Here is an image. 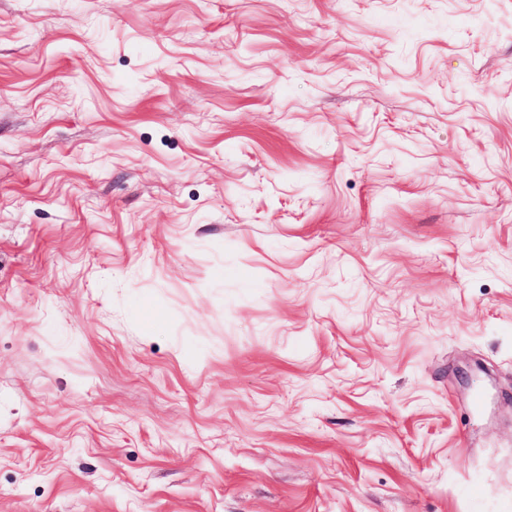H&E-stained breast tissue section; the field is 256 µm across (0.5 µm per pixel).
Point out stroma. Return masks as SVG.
Wrapping results in <instances>:
<instances>
[{"mask_svg": "<svg viewBox=\"0 0 512 512\" xmlns=\"http://www.w3.org/2000/svg\"><path fill=\"white\" fill-rule=\"evenodd\" d=\"M0 512H512V0H0Z\"/></svg>", "mask_w": 512, "mask_h": 512, "instance_id": "35a3bbf8", "label": "stroma"}]
</instances>
